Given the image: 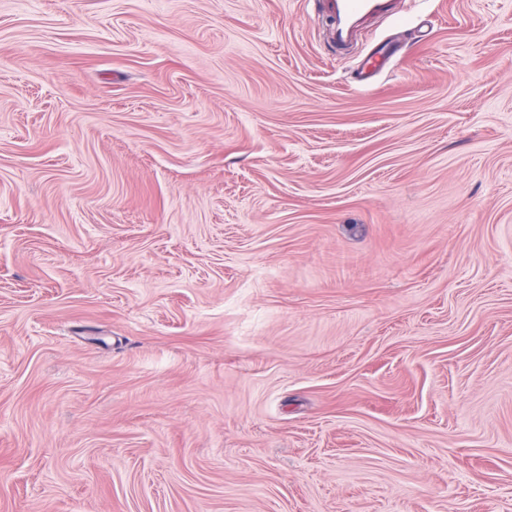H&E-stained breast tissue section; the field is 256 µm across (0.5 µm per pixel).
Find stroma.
Instances as JSON below:
<instances>
[{
	"mask_svg": "<svg viewBox=\"0 0 512 512\" xmlns=\"http://www.w3.org/2000/svg\"><path fill=\"white\" fill-rule=\"evenodd\" d=\"M393 2L0 0V512H512V0ZM320 9L330 22L332 43L345 49L356 38L361 22L389 17L393 7L391 0H322ZM394 52L392 50H386L379 54L372 55L369 57L359 69L356 76V84L359 88L367 89L371 87L376 79V76L383 70L386 63L390 61ZM377 56L378 61L373 58Z\"/></svg>",
	"mask_w": 512,
	"mask_h": 512,
	"instance_id": "35a3bbf8",
	"label": "stroma"
}]
</instances>
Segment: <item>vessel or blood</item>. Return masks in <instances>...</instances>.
Masks as SVG:
<instances>
[{
	"label": "vessel or blood",
	"instance_id": "1",
	"mask_svg": "<svg viewBox=\"0 0 512 512\" xmlns=\"http://www.w3.org/2000/svg\"><path fill=\"white\" fill-rule=\"evenodd\" d=\"M320 9L330 22L334 45L343 49L356 38L361 22L391 16L393 7L392 0H321ZM392 56V51L387 50L379 53L377 58L367 59L357 73V86L371 87Z\"/></svg>",
	"mask_w": 512,
	"mask_h": 512
}]
</instances>
